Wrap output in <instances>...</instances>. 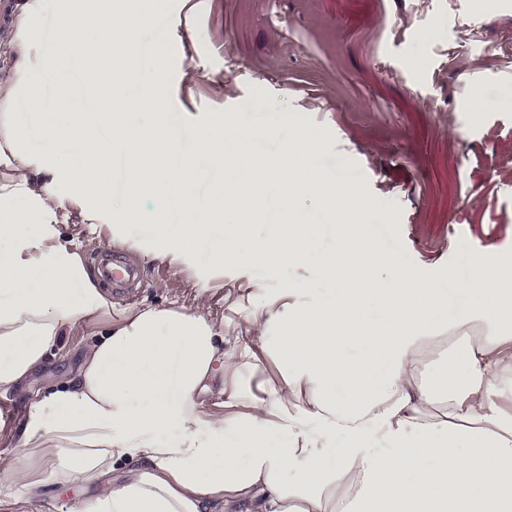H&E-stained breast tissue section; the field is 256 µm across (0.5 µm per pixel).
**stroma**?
<instances>
[{"mask_svg": "<svg viewBox=\"0 0 512 512\" xmlns=\"http://www.w3.org/2000/svg\"><path fill=\"white\" fill-rule=\"evenodd\" d=\"M162 45L174 122L228 115L270 153L291 128L313 132L316 164L366 200L375 243L404 244L398 266L439 280L488 252L512 254V0H164L139 33L143 70ZM478 96L493 108L470 111ZM278 98L287 114L269 109ZM59 231L85 260L112 237L73 214ZM123 257L147 282L133 306L204 301L231 336L298 275L284 262L246 274L229 258L213 270L203 249L191 267ZM254 277L264 290L238 302ZM97 329L67 332L26 388L0 395V457L14 453L32 394L75 372ZM101 490L50 483L0 512H67Z\"/></svg>", "mask_w": 512, "mask_h": 512, "instance_id": "stroma-1", "label": "stroma"}]
</instances>
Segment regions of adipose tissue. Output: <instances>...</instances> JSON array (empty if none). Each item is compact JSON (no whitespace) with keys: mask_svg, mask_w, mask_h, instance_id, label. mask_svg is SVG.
I'll use <instances>...</instances> for the list:
<instances>
[{"mask_svg":"<svg viewBox=\"0 0 512 512\" xmlns=\"http://www.w3.org/2000/svg\"><path fill=\"white\" fill-rule=\"evenodd\" d=\"M38 14V0H15L12 68L0 75V394L32 378L68 330L92 319L104 327L77 372L32 400L17 453L0 458L12 485L34 497L47 483L111 480L68 512H512V257L443 282L419 278L366 234L363 199L315 165L310 135L291 131L267 155L231 150L249 135L226 116L170 123L164 68L139 61L136 33L155 19L143 0H59L50 55ZM85 59L89 112L63 81ZM127 79L140 83L137 96L116 92ZM21 99L25 124L14 112ZM31 125L44 142L35 153L24 147ZM208 165L226 175L201 213L194 186ZM63 198L84 223L109 225L118 250L189 265L204 244L215 269L228 257L246 272L262 262L302 269L281 293L282 342L260 313L244 339L200 307L113 314L56 229ZM308 201L337 224L335 253L304 224ZM221 223L227 231L214 237ZM314 276L333 292L313 294ZM452 291L465 300L453 313ZM442 342L450 361L436 366ZM354 344L356 358L346 353ZM273 347L288 372L253 395L236 377L259 373ZM296 394L307 406L292 416ZM208 397L223 411H206ZM34 454L58 464L32 476ZM128 460L136 468L116 475Z\"/></svg>","mask_w":512,"mask_h":512,"instance_id":"ef3b65f1","label":"adipose tissue"}]
</instances>
